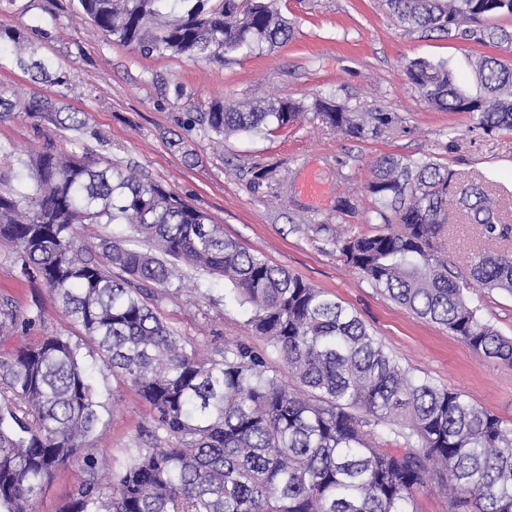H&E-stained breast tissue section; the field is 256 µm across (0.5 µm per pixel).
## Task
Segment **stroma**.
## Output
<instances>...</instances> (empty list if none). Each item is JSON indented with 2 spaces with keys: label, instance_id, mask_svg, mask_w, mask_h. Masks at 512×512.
Returning <instances> with one entry per match:
<instances>
[{
  "label": "stroma",
  "instance_id": "obj_1",
  "mask_svg": "<svg viewBox=\"0 0 512 512\" xmlns=\"http://www.w3.org/2000/svg\"><path fill=\"white\" fill-rule=\"evenodd\" d=\"M278 5L294 27L287 43L206 63L145 57L105 40L77 14L73 0H0V23L47 30L40 53L61 65L70 79L61 87L36 83L4 57L0 84L53 96L86 112L95 134L85 144L94 158L118 170L138 169L169 186L223 225L226 236L355 310L412 375L459 391L512 425V366L475 355L447 329L390 299L349 267L333 242L338 234L380 230L365 184L373 162L387 154L429 157L461 182L485 185L512 223V133L470 134L468 114L429 106L404 75L413 59L444 62L461 88L474 95L479 91L473 77L476 58H502L505 50L399 26L381 0H278ZM270 96L308 103L332 98L357 112L385 109L400 122L381 137L355 139L309 115L279 132L222 142L204 127L189 130L179 123L187 109L202 110L214 100L234 105ZM70 137L69 131L37 126L23 115L0 121V143L13 148L0 154V167L16 166L48 138L71 149ZM187 149L192 158H184ZM261 168L268 176L254 183L253 174ZM312 173L326 185L317 200L302 190ZM343 199L354 203L353 211H338ZM450 221L448 263L455 270L465 271L473 256L489 247L512 252V240L486 244L462 214L452 213ZM179 271L180 281L148 299L171 329L205 358L240 342L265 351V340L246 324V307L223 280L184 265ZM464 294L501 335L512 336V295L475 284ZM3 296L22 307L40 300L46 328L72 336L79 332L45 285L19 279L6 247L0 248ZM102 400L107 409L87 450L107 460L125 458L138 446L146 409L131 389L109 376ZM82 475L81 458H73L46 485L35 512H60Z\"/></svg>",
  "mask_w": 512,
  "mask_h": 512
}]
</instances>
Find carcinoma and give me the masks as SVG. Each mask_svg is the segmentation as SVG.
I'll list each match as a JSON object with an SVG mask.
<instances>
[{
    "instance_id": "carcinoma-1",
    "label": "carcinoma",
    "mask_w": 512,
    "mask_h": 512,
    "mask_svg": "<svg viewBox=\"0 0 512 512\" xmlns=\"http://www.w3.org/2000/svg\"><path fill=\"white\" fill-rule=\"evenodd\" d=\"M398 21L450 39L512 43L483 26L512 16V0H384ZM107 40L144 56L228 60L275 47L292 26L277 0H77ZM45 84L68 75L38 55L26 25L0 24V55ZM404 75L431 107L471 115V131H512V63L481 56L484 94L463 92L443 63L415 59ZM356 139L382 136L398 117L355 112L319 98L311 106L268 97L239 107L215 100L186 120L224 140L271 133L307 110ZM25 115L81 142L86 113L51 97L0 86V121ZM367 191L384 228L338 240L345 262L418 317L442 326L480 357L512 365V337L471 306L460 281L512 295V254L483 252L466 273L448 266V206L488 241L506 240L504 221L480 184L463 185L433 160L378 158ZM126 224L148 243L102 241L84 258L77 226ZM0 245L20 274L42 282L80 327L75 341L44 323L38 306L0 300V512H33L44 487L101 421L96 362L149 408L143 447L112 460L83 456L84 477L63 512H412L434 485L448 512H512V426L460 392L416 378L358 314L262 254L184 197L144 175L112 170L51 139L0 171ZM219 275L250 309L247 324L283 361L251 346L226 345L201 358L144 300L173 285L175 263Z\"/></svg>"
}]
</instances>
